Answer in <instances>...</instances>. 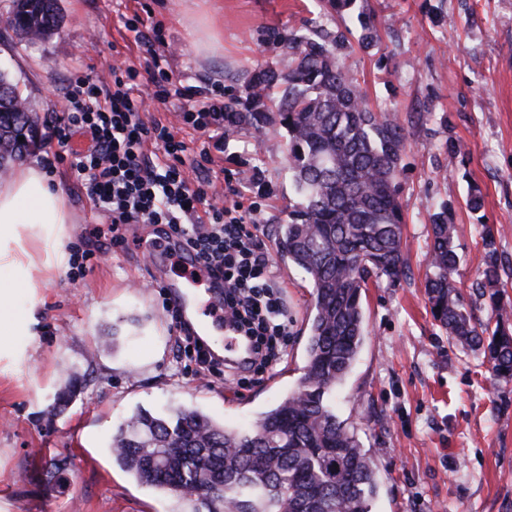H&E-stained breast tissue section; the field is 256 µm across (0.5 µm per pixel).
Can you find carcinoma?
Returning a JSON list of instances; mask_svg holds the SVG:
<instances>
[{
	"label": "carcinoma",
	"mask_w": 512,
	"mask_h": 512,
	"mask_svg": "<svg viewBox=\"0 0 512 512\" xmlns=\"http://www.w3.org/2000/svg\"><path fill=\"white\" fill-rule=\"evenodd\" d=\"M11 29L44 39L61 24L58 0H12ZM288 68L232 75L242 108L227 106L224 134L288 132L294 202L279 225L280 258L309 279L314 299L298 386L249 431L227 429L192 409L140 410L112 434V459L138 482L206 501L209 512H372L371 456L336 415L333 393L349 373L365 332L362 292L375 276L395 282L408 258L397 177L406 132L373 111L343 66L345 32L293 34ZM0 169L28 153L38 121L18 87L0 74ZM24 140H19V137ZM448 206L433 214L425 294L448 337L480 351L512 382V304L500 286L497 231L483 226L482 296L490 315L475 322L454 283L457 253Z\"/></svg>",
	"instance_id": "cac0c4a2"
}]
</instances>
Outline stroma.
<instances>
[{
    "instance_id": "stroma-1",
    "label": "stroma",
    "mask_w": 512,
    "mask_h": 512,
    "mask_svg": "<svg viewBox=\"0 0 512 512\" xmlns=\"http://www.w3.org/2000/svg\"><path fill=\"white\" fill-rule=\"evenodd\" d=\"M58 33L28 41L2 25L11 0H0V70L47 121L63 110L70 78L108 74L113 62L143 69L148 56L124 20L149 9L164 34L156 44L171 82L224 86L228 73L267 63L286 66L291 33L368 20L377 48L351 46L344 63L372 108L407 131L398 177L404 206L406 278H381L363 296L366 333L336 414L374 460L379 481L372 512H512V382L495 381L482 356L453 344L434 321L424 294L429 225L451 208L460 262L454 276L476 321L490 310L482 279L481 224L493 225L501 279L512 301V0H355L348 13L319 14L314 0H59ZM182 102H152L145 122L173 125L188 156L210 145L208 132L183 125ZM463 146L448 157V141ZM280 125L242 130L212 155L211 170L248 176L244 191L261 206L258 235L272 254L290 324L283 357L264 372L207 378L177 358L170 301L159 282L181 278L173 265L149 263L162 247V224H116L96 209L68 164L57 165L75 222L64 249L88 254L83 275L61 271L38 289L33 335L0 341V512H208L138 483L112 461V431L137 409L171 405L198 410L226 427L248 430L294 390L306 363L312 309L308 278L277 259L274 227L293 199ZM480 214L464 205L471 187ZM83 388L53 411L70 376ZM68 462L47 479L49 458Z\"/></svg>"
}]
</instances>
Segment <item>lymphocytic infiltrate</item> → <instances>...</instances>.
<instances>
[{"mask_svg": "<svg viewBox=\"0 0 512 512\" xmlns=\"http://www.w3.org/2000/svg\"><path fill=\"white\" fill-rule=\"evenodd\" d=\"M164 62L153 51L144 71L116 65L105 78H76L68 87L67 110L49 115V137L58 146L57 159H69L77 182L97 209L111 213L113 223L168 225L203 268L222 275L224 315L252 341L255 365L268 367L282 355L289 318L257 236L260 208L243 203L245 182L232 172L224 175L232 204L211 203L215 183L206 164L211 150L224 148V104L199 102L198 86L170 89ZM142 73L155 87L154 100H185L183 123L211 131V149L187 159V146L172 127L141 119L146 103L133 91ZM78 132L92 142L83 153L69 149ZM151 147L160 150L159 158L148 156Z\"/></svg>", "mask_w": 512, "mask_h": 512, "instance_id": "1", "label": "lymphocytic infiltrate"}]
</instances>
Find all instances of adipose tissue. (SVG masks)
I'll return each mask as SVG.
<instances>
[{"instance_id":"obj_1","label":"adipose tissue","mask_w":512,"mask_h":512,"mask_svg":"<svg viewBox=\"0 0 512 512\" xmlns=\"http://www.w3.org/2000/svg\"><path fill=\"white\" fill-rule=\"evenodd\" d=\"M72 215L62 188L50 187L31 164L0 180V335L30 333L33 310L15 305L62 268L65 224Z\"/></svg>"}]
</instances>
